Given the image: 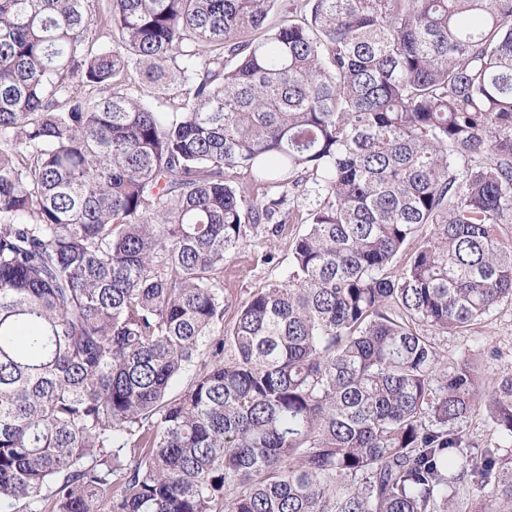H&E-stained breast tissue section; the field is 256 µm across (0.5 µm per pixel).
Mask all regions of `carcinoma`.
<instances>
[{"label":"carcinoma","mask_w":512,"mask_h":512,"mask_svg":"<svg viewBox=\"0 0 512 512\" xmlns=\"http://www.w3.org/2000/svg\"><path fill=\"white\" fill-rule=\"evenodd\" d=\"M274 2L0 0L4 512H512V375L431 340L512 303V0ZM291 201L286 202L284 205V211L286 215L289 211H293L294 213H298L306 216V213L315 208L320 200V194L318 191V187L312 182H303V184L297 189L294 193V198H290ZM305 224H285L282 234L274 237L265 232L253 235L244 248L231 254L224 263V300L229 305L224 311V326L233 324L235 303L251 291L286 279L293 237ZM269 254L274 256L269 259ZM232 301V304H231ZM463 427L466 428L465 431L469 437L480 445L489 442L492 436L491 424L486 415L482 412L467 420V422L463 424Z\"/></svg>","instance_id":"carcinoma-1"}]
</instances>
